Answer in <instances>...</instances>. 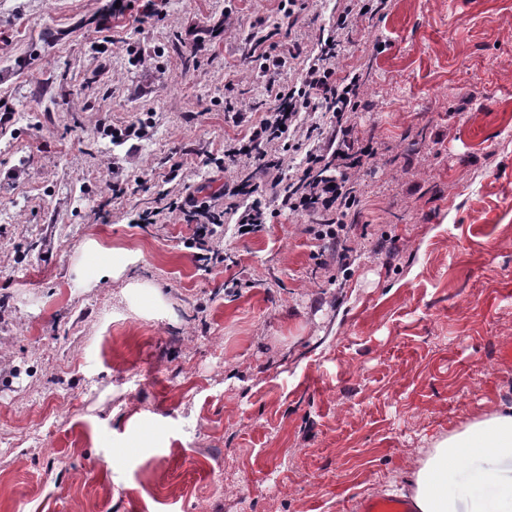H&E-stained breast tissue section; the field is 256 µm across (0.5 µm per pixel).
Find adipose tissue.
Here are the masks:
<instances>
[{
    "label": "adipose tissue",
    "mask_w": 512,
    "mask_h": 512,
    "mask_svg": "<svg viewBox=\"0 0 512 512\" xmlns=\"http://www.w3.org/2000/svg\"><path fill=\"white\" fill-rule=\"evenodd\" d=\"M84 252L87 259L78 271L90 280L121 275L131 261L129 254L105 249L94 239ZM464 472L494 491L493 502L454 493ZM411 488L418 512H512V404H500L433 440L412 475Z\"/></svg>",
    "instance_id": "ef3b65f1"
}]
</instances>
